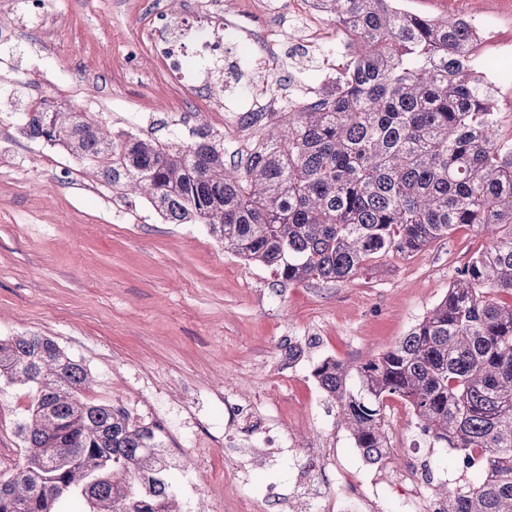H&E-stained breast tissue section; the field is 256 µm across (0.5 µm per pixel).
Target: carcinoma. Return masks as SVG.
<instances>
[{"label":"carcinoma","mask_w":512,"mask_h":512,"mask_svg":"<svg viewBox=\"0 0 512 512\" xmlns=\"http://www.w3.org/2000/svg\"><path fill=\"white\" fill-rule=\"evenodd\" d=\"M353 20L347 87L292 105L262 146L224 154L195 140L108 134L92 112L22 113L29 139L145 197L168 224H203L280 286L346 281L389 253L411 256L461 225L490 229L407 336L355 366L313 369L365 460L390 449L384 412L403 402L439 448L477 456L476 480L442 512H512V144L496 139L497 89L472 56L473 20L398 13L395 0H320ZM29 386L27 454L0 480V512H178L159 427L86 396L88 370L46 336L0 338V385Z\"/></svg>","instance_id":"1"}]
</instances>
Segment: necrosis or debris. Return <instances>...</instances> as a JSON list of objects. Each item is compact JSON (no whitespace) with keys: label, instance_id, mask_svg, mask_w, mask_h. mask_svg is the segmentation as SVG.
I'll use <instances>...</instances> for the list:
<instances>
[{"label":"necrosis or debris","instance_id":"4bbe7bcc","mask_svg":"<svg viewBox=\"0 0 512 512\" xmlns=\"http://www.w3.org/2000/svg\"><path fill=\"white\" fill-rule=\"evenodd\" d=\"M291 21L300 23L320 55L321 79L305 85L302 101L342 91L354 55V28L331 18L319 0H245L239 15L225 13L223 0H181L179 13L157 11L146 19L127 57L149 51L168 81L200 96L215 135L242 147L244 125L270 124L287 109L270 76L280 61L279 29ZM378 469L383 482L406 488L407 512H441L420 468L398 465L390 453Z\"/></svg>","mask_w":512,"mask_h":512}]
</instances>
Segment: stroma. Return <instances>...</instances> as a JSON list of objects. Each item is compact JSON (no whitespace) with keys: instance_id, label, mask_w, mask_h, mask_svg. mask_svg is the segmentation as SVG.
I'll return each mask as SVG.
<instances>
[{"instance_id":"35a3bbf8","label":"stroma","mask_w":512,"mask_h":512,"mask_svg":"<svg viewBox=\"0 0 512 512\" xmlns=\"http://www.w3.org/2000/svg\"><path fill=\"white\" fill-rule=\"evenodd\" d=\"M148 0H47L62 16L46 43L19 40L0 61V337L53 338L90 372L92 399L133 418L161 422L177 467V512H285L336 490L338 470L376 482L311 371L332 357L355 365L392 346L447 292L459 269L492 243L455 230L425 251L392 253L351 279L282 287L265 267L245 264L200 224L164 223L142 200L124 217L93 169L25 138L19 130L31 67L42 93L127 129L132 113L163 119L169 109L199 110L190 93L170 90L149 55L135 71L122 64ZM435 18L488 16L500 42L512 40V0H411ZM307 50L296 23L280 36L282 62L271 79L294 96L316 75L293 63ZM87 84H70L72 73ZM304 347L288 360L286 348ZM31 404L21 385L0 389V475L25 454L18 425ZM406 462H430L434 493L453 491L463 474L411 436ZM318 448L321 462L300 478L296 462Z\"/></svg>"}]
</instances>
